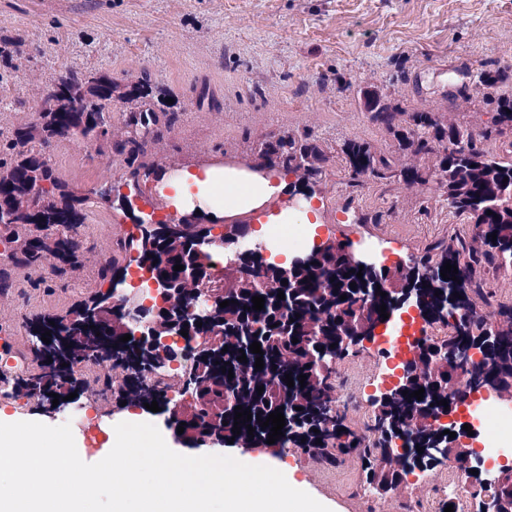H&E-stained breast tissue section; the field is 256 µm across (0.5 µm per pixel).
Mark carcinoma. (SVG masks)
I'll return each instance as SVG.
<instances>
[{"mask_svg":"<svg viewBox=\"0 0 512 512\" xmlns=\"http://www.w3.org/2000/svg\"><path fill=\"white\" fill-rule=\"evenodd\" d=\"M84 86L88 94L97 100H108L112 95V78L100 75L88 79L78 72H69L61 78L54 94L66 96L70 88ZM364 108L370 120L384 125L395 137L399 149L413 157L438 155V183L444 189L448 207L476 225L479 232L471 238H460L456 245L441 248L438 260L418 262L421 266L420 284L423 294L434 298L429 310L441 313L448 297L435 295L437 284L446 282L454 286L461 295L460 307L467 308L470 295L484 293L483 282L473 279L470 270L474 266H493L509 270L512 261V162L499 161L478 145L476 136L439 121L432 112H411L400 119L402 113L386 97L375 92L364 94ZM176 120V112L160 108L153 103L129 116L128 124L135 129L126 163L129 181L136 184L140 177L150 174L143 161L146 145L158 136L163 126ZM108 116L103 109L78 112L64 107L58 112H43L40 123L22 128L8 141H0V226L5 227L11 239H20L19 227H45L58 231L54 244L58 246L60 265L56 271L66 272V267L77 263V242L70 232L85 222L87 199L73 196L60 185L51 166L41 160L35 141L42 143L56 136L79 133L86 140H98L106 136ZM466 141L468 150L462 156L448 146ZM260 153L269 161V166H280L297 177L292 184L296 192L315 194L310 185L312 177L321 171L327 161L324 151L315 142L304 139L296 143L286 137L262 144ZM341 153L355 175L383 178L393 172L390 160L371 150V147L354 140L345 142ZM399 176L408 186L428 182V173L413 164L399 170ZM44 181L49 190L28 196L31 180ZM492 214H487V211ZM496 237H491V234ZM142 236L153 241L154 249L148 250L142 240L128 245L137 251V266H148L154 276H166L172 281L181 280L184 271L174 270L176 264L193 265L201 276L210 275L202 262V252L194 250L193 236L177 231L167 224L143 229ZM49 246L41 237L24 238L19 263L30 267L43 266L45 252ZM458 268V273H449L443 279L440 270L445 263ZM243 263L253 269L247 276L224 275V287L217 289L216 303L225 300L231 304L217 308L222 322L196 327L194 336H211L222 333L223 341L218 348L196 359L188 387L195 392V400L189 410L178 414L161 403L165 393L147 385L141 378L148 369L145 361H131L130 343L121 342L125 335L124 314L117 306L89 318L78 312L71 319L73 344L84 350V355L73 353V349H60L55 343L34 347L38 369L15 382V389L31 396L36 391L60 389L59 378L65 365L90 362L103 347L112 349L113 366L127 371L124 389L137 388L143 399L158 401L168 421L184 426L183 436L191 441L222 432L234 436V422H239L240 436L247 438L257 448H267L270 428H262L268 414L280 407L293 412L292 419L275 445L282 449L302 448L313 458L324 463H333L338 455L359 452L366 474L367 484L377 490L391 491L400 485L402 476L395 469L387 470V450L382 439L373 446L364 444L365 437L347 427L345 418L336 409V386L332 382V366H318L315 359L318 349L329 348L343 334L355 331L364 322H378L380 306L391 308L390 296H381L375 289V281L382 280L393 288L400 285L401 277L392 269L379 273H363L362 277L352 272L354 266L347 259V248L332 242L318 246L306 254L292 273L294 284L284 286L280 281L279 268L266 261L260 252H251ZM457 280H451V277ZM355 287H350V283ZM285 292V299L277 297ZM347 299L340 300L341 296ZM265 299L264 309H253L252 297ZM496 319L503 322L498 327V339L491 346L487 360L470 369L464 368L466 361L458 356L448 358L447 363L430 366L427 363L429 346L448 345L454 349L468 341L471 336L482 335L483 318L472 316L452 324L453 332L441 340L428 336L418 347L415 364L423 365L424 393L418 400L407 395L386 405L375 415L370 431L378 433L386 416L390 415L401 424L415 423L419 429L409 434L415 446L425 447L430 436L429 416L444 410L440 401L448 396V386L458 377L468 375V382L482 379H512L507 366L512 364V303H499ZM298 342H293V339ZM261 344L264 368L255 370L257 354L249 346ZM246 354L240 362L237 357ZM233 369V378L222 372V368ZM291 375L294 387L285 383V375ZM307 376L299 384V375ZM264 386L263 393L256 388ZM251 412L252 420L235 419V407ZM255 429L248 435L246 425ZM321 443H316V439Z\"/></svg>","mask_w":512,"mask_h":512,"instance_id":"cac0c4a2","label":"carcinoma"}]
</instances>
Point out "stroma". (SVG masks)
Instances as JSON below:
<instances>
[{"label":"stroma","instance_id":"obj_1","mask_svg":"<svg viewBox=\"0 0 512 512\" xmlns=\"http://www.w3.org/2000/svg\"><path fill=\"white\" fill-rule=\"evenodd\" d=\"M71 71L115 83L105 138L54 137L39 147L64 189L88 200L75 234L78 265L60 277L49 265L16 264L18 244L0 246V268L13 279L0 294V407L23 421L56 426L63 418L14 389L35 366L31 326L73 316L98 290L100 267L127 258L119 242L136 216L95 190L127 179L116 146L128 137L130 112L142 106L131 86L149 82L155 104L178 115L146 148V163L168 176L192 162L256 164L262 143L283 136L316 141L328 156L313 199L321 237L375 244L390 262L427 257L435 244L471 236L472 226L449 210L437 180L409 187L352 174L339 152L349 139L369 143L395 167L414 162L370 121L365 90L404 112H433L480 135L497 159L512 160V130L492 123L499 103L512 100V0H0V139L38 123L43 100ZM485 71L494 83L480 81ZM204 89L213 106H197ZM472 277L490 294L472 297L477 315L492 317L494 304L512 301V270L477 267ZM384 366L371 347L336 364L337 403L356 432L374 418ZM101 373L90 366L79 386L89 422L75 434L90 456L105 441L104 426L123 412L122 371L110 369L108 391L97 388ZM279 460L331 512H406L410 502L440 512L446 484L464 512H482L487 499L451 463L437 465L429 481L409 479L401 494L381 495L367 488L357 454L325 464L298 449Z\"/></svg>","mask_w":512,"mask_h":512}]
</instances>
